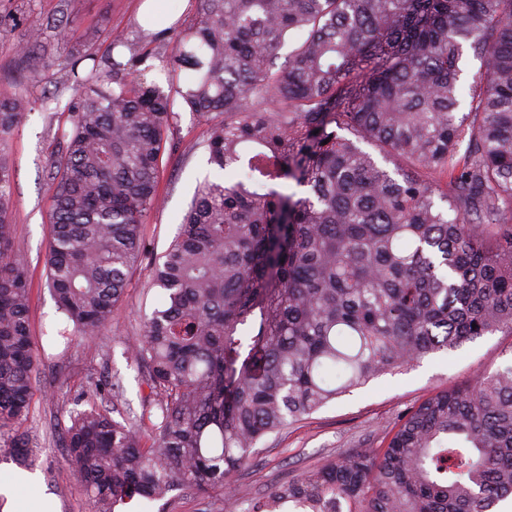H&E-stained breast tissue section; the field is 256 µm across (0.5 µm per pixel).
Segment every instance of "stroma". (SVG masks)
I'll return each mask as SVG.
<instances>
[{
	"label": "stroma",
	"mask_w": 512,
	"mask_h": 512,
	"mask_svg": "<svg viewBox=\"0 0 512 512\" xmlns=\"http://www.w3.org/2000/svg\"><path fill=\"white\" fill-rule=\"evenodd\" d=\"M141 0H0V97L26 89L33 100L18 127L0 151L14 172L11 218L13 250L25 264L29 279L28 317L34 345L42 354L39 372L32 380L33 398L25 420L0 430V445L18 435H29L38 448L32 496H48L55 512H94L95 505L65 460L63 431L76 411L88 409L84 393L104 384L112 371L124 377L126 397L133 405L151 398L141 384L139 371L128 351L127 340L136 335L143 318L159 301L146 289L156 258L179 231L183 214L195 188L212 170L207 164L206 125L182 103H174L177 116L176 147L165 154L159 175L160 206L145 219L141 234L145 258L133 272L111 322L102 335L74 336L72 322L63 314L48 284L50 192L46 176L59 156L55 134L67 116L73 90L67 62L71 54L90 49L97 61L129 58L140 46L150 45L153 55L141 65L146 79L164 83L162 63L172 45L159 42L137 18ZM69 22L67 36L46 28L44 53L52 62L40 82H32L19 61L18 44L27 39L30 15ZM124 33L126 45L112 47L113 33ZM512 363V334L498 332L455 351H441L420 363L372 379L365 386L337 397L281 434L265 438L257 447L254 466L239 473L234 482L238 501L265 495L328 455L357 445L363 438L381 442L386 428L425 398L453 386L468 384L481 371H495ZM224 498L215 493L175 489L165 498H136L117 505L114 512H224Z\"/></svg>",
	"instance_id": "obj_1"
}]
</instances>
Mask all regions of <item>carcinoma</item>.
<instances>
[{
	"instance_id": "carcinoma-1",
	"label": "carcinoma",
	"mask_w": 512,
	"mask_h": 512,
	"mask_svg": "<svg viewBox=\"0 0 512 512\" xmlns=\"http://www.w3.org/2000/svg\"><path fill=\"white\" fill-rule=\"evenodd\" d=\"M171 33L169 91L126 62L71 60L53 166L49 284L80 336L112 319L158 207L173 95L208 125L205 179L154 264L163 303L131 356L150 408L72 416L66 460L97 506L226 492L258 442L372 379L512 334V0H196ZM19 47L41 75L44 22ZM301 34L282 64L278 51ZM483 60L460 111L465 49ZM0 98V141L30 108ZM350 136L343 135V132ZM467 149L459 153L464 139ZM374 147L383 168L361 144ZM0 153V428L27 417L38 358ZM157 422L146 426L154 414ZM20 465L37 449L16 437ZM512 503V364L406 411L370 443L244 512H496Z\"/></svg>"
}]
</instances>
